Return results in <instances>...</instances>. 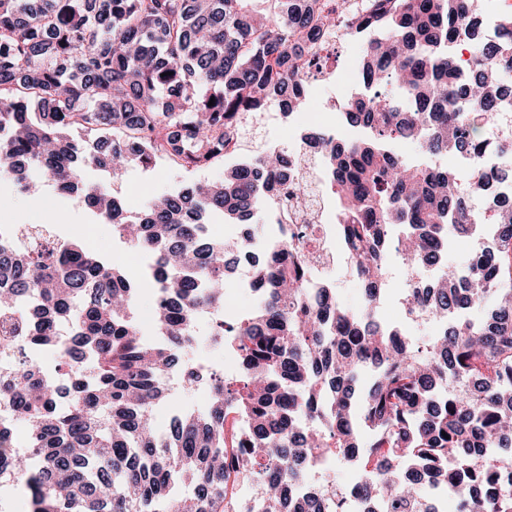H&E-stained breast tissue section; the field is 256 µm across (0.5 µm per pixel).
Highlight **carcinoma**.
Wrapping results in <instances>:
<instances>
[{"instance_id":"obj_1","label":"carcinoma","mask_w":512,"mask_h":512,"mask_svg":"<svg viewBox=\"0 0 512 512\" xmlns=\"http://www.w3.org/2000/svg\"><path fill=\"white\" fill-rule=\"evenodd\" d=\"M249 2L0 0V180L27 195L30 170L41 171L155 257L148 285L165 300L152 327L166 337L144 340L136 286L79 241L58 253L1 247L0 349L46 346L61 323L72 339L57 378L16 367L0 377L14 414L0 423V488L25 482L29 512H224L228 479L243 465L262 488L254 512H438L416 485L432 473L450 477L462 512H512V199L494 201L480 259L422 292L404 289L407 304L448 321L439 335L419 345L378 316L392 258L412 271L477 228L469 198L486 192L484 178L460 186L391 149L411 138L431 154L501 149L482 130L512 101V39L483 40L477 0H366L351 26L364 44L362 91L341 115L363 137L309 133L363 310L344 308L329 285L307 287L293 244L253 257L261 306L215 330L241 373L215 377L207 406L174 418L169 432L153 427L163 372L191 341L184 326L198 308L224 304L241 250L203 225L251 222L288 159L247 158L135 216L111 184L132 164L207 168L224 159L243 114L284 100L303 109L302 61L329 35L326 10L343 13L349 0H262L260 12ZM460 35L479 44L464 70L450 47ZM389 84L398 96L382 92ZM88 165L112 182L85 181ZM23 297L30 320L9 318ZM315 457L353 462L358 500L309 488Z\"/></svg>"}]
</instances>
